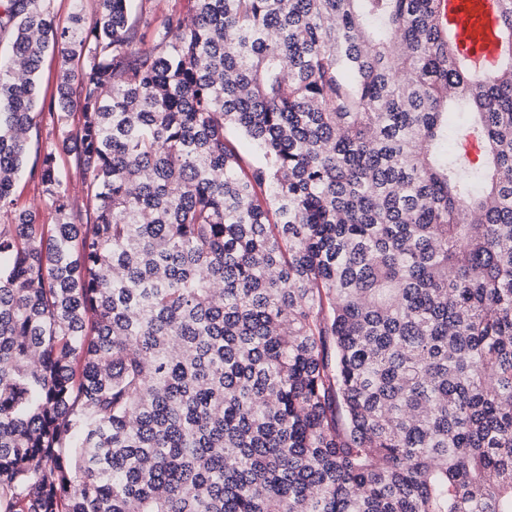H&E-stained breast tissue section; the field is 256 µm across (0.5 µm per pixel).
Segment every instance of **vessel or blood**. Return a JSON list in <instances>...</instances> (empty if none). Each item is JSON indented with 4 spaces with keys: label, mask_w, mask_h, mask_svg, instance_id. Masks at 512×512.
<instances>
[{
    "label": "vessel or blood",
    "mask_w": 512,
    "mask_h": 512,
    "mask_svg": "<svg viewBox=\"0 0 512 512\" xmlns=\"http://www.w3.org/2000/svg\"><path fill=\"white\" fill-rule=\"evenodd\" d=\"M500 0H440L441 17L453 35L461 56L485 71L501 56Z\"/></svg>",
    "instance_id": "vessel-or-blood-1"
}]
</instances>
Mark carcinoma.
<instances>
[{
	"instance_id": "1",
	"label": "carcinoma",
	"mask_w": 512,
	"mask_h": 512,
	"mask_svg": "<svg viewBox=\"0 0 512 512\" xmlns=\"http://www.w3.org/2000/svg\"><path fill=\"white\" fill-rule=\"evenodd\" d=\"M69 2L0 0V512H512V55L439 0ZM443 21L461 56L485 71L493 70L501 56L500 0H439ZM61 58L56 52L47 51L42 58L38 73V112L35 124L29 132L27 162L19 175L13 196L17 207L36 216L40 223L50 224L48 210L42 194L39 176V159L52 142L49 134L52 112H57V85L61 73ZM63 171L65 173V180L72 206L77 210L86 209L88 202L86 198L85 180L72 158L67 159Z\"/></svg>"
}]
</instances>
